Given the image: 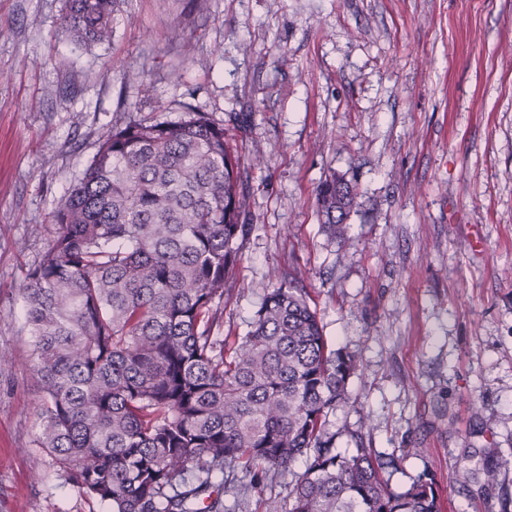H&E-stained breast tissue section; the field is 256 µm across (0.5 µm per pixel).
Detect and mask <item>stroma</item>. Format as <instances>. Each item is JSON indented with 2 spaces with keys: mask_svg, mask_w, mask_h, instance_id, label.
<instances>
[{
  "mask_svg": "<svg viewBox=\"0 0 512 512\" xmlns=\"http://www.w3.org/2000/svg\"><path fill=\"white\" fill-rule=\"evenodd\" d=\"M65 0H0V512H105L37 444L40 387L21 290L50 215L112 126L206 112L251 169L250 232L224 333L246 335L267 288L300 271L333 347L358 353L338 451L422 471L457 512L512 495V0H117L109 40L56 34ZM182 79H169L172 69ZM356 185L347 239L320 184ZM367 429H359V415ZM498 449L502 488L458 492L457 458ZM289 472L225 508L264 512Z\"/></svg>",
  "mask_w": 512,
  "mask_h": 512,
  "instance_id": "obj_1",
  "label": "stroma"
}]
</instances>
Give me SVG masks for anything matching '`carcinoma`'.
I'll return each mask as SVG.
<instances>
[{
	"label": "carcinoma",
	"instance_id": "obj_1",
	"mask_svg": "<svg viewBox=\"0 0 512 512\" xmlns=\"http://www.w3.org/2000/svg\"><path fill=\"white\" fill-rule=\"evenodd\" d=\"M115 0H67L58 35L101 42ZM355 187L317 191L344 238ZM248 206L241 158L206 112L114 126L51 215V245L27 273L24 327L42 397L39 447L108 512H224V466L255 487L300 457L288 501L265 512H445L424 472L402 491L393 459L355 438L336 451L329 416L360 359L332 349L300 278L268 289L246 335L225 349L224 298ZM465 483L496 487V448H470Z\"/></svg>",
	"mask_w": 512,
	"mask_h": 512
}]
</instances>
